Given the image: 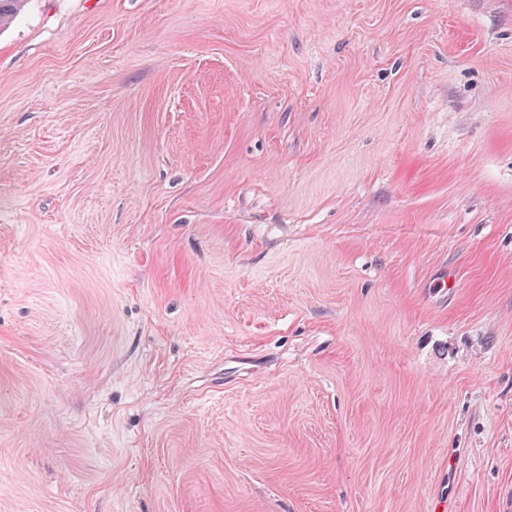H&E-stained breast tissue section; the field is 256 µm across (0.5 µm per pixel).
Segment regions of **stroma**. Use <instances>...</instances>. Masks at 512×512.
<instances>
[{
  "mask_svg": "<svg viewBox=\"0 0 512 512\" xmlns=\"http://www.w3.org/2000/svg\"><path fill=\"white\" fill-rule=\"evenodd\" d=\"M0 512H512V0H27Z\"/></svg>",
  "mask_w": 512,
  "mask_h": 512,
  "instance_id": "obj_1",
  "label": "stroma"
}]
</instances>
